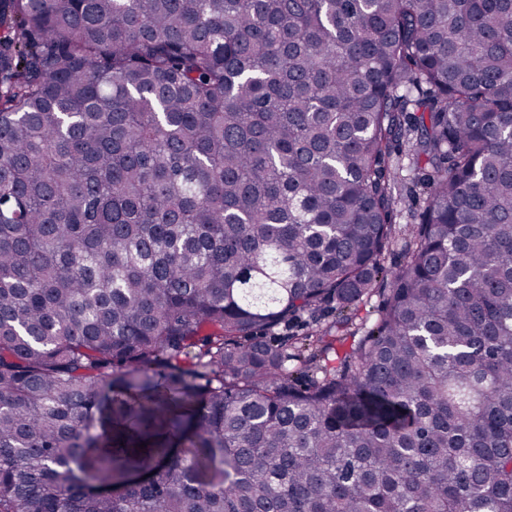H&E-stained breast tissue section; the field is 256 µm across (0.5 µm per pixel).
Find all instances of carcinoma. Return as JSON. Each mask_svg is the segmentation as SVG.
<instances>
[{"mask_svg": "<svg viewBox=\"0 0 512 512\" xmlns=\"http://www.w3.org/2000/svg\"><path fill=\"white\" fill-rule=\"evenodd\" d=\"M0 512H512V0H0ZM419 200L412 197L403 198L395 207L393 224L399 232L381 256V265L388 272L396 270L404 261V253L407 244V230L417 224V211ZM406 230V231H405ZM377 288L379 289H376L372 295L365 298L358 305L357 310L351 314L352 325H349L350 329L348 330L349 333L350 331L355 332V338L344 335L346 331L343 332V329H337L338 324H336V322L339 320L340 315L334 303L323 306L320 315H318L317 322L307 314H304L298 320L288 324V328L280 327L275 329L274 332L275 334H279L288 331V334L305 336L316 329V324L323 328L331 327L334 335L347 336V339L342 342H336V354L332 352L328 355V359L330 360L337 359L338 356H343L344 353L350 349L351 345L356 342L360 336H363L366 330L375 324L378 317L381 315L387 292L382 289L385 288L384 285L380 284Z\"/></svg>", "mask_w": 512, "mask_h": 512, "instance_id": "obj_1", "label": "carcinoma"}]
</instances>
